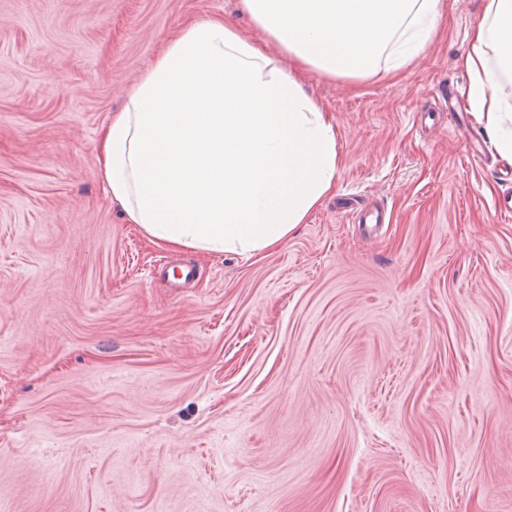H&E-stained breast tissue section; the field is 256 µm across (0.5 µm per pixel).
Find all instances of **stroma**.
<instances>
[{"instance_id": "1", "label": "stroma", "mask_w": 512, "mask_h": 512, "mask_svg": "<svg viewBox=\"0 0 512 512\" xmlns=\"http://www.w3.org/2000/svg\"><path fill=\"white\" fill-rule=\"evenodd\" d=\"M486 0L402 69L317 71L336 186L279 247L146 241L96 148L240 0H0V512H512V166L443 111Z\"/></svg>"}]
</instances>
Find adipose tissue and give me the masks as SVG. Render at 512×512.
Masks as SVG:
<instances>
[{"label": "adipose tissue", "instance_id": "1", "mask_svg": "<svg viewBox=\"0 0 512 512\" xmlns=\"http://www.w3.org/2000/svg\"><path fill=\"white\" fill-rule=\"evenodd\" d=\"M440 0H241L285 55L223 17L186 24L104 127L101 176L151 243L206 254H260L305 223L340 168L336 127L299 74L398 70L431 40ZM461 60L475 118L512 163L498 95L512 75V0H487Z\"/></svg>", "mask_w": 512, "mask_h": 512}]
</instances>
